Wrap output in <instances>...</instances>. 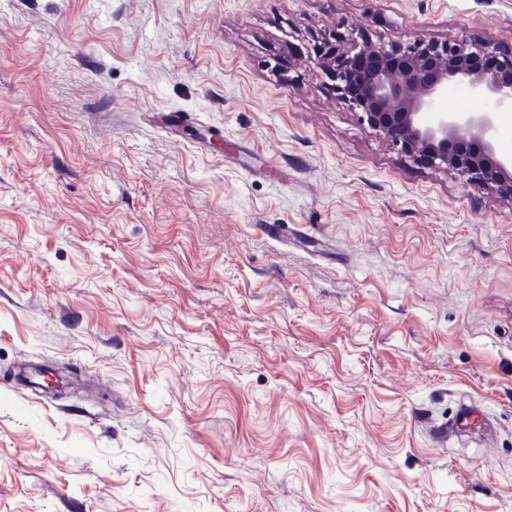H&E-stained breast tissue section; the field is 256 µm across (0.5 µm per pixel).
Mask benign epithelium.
Instances as JSON below:
<instances>
[{
    "label": "benign epithelium",
    "mask_w": 512,
    "mask_h": 512,
    "mask_svg": "<svg viewBox=\"0 0 512 512\" xmlns=\"http://www.w3.org/2000/svg\"><path fill=\"white\" fill-rule=\"evenodd\" d=\"M324 87L415 164L435 167L512 201V158L496 154L494 112L512 110V46L463 37L375 44L328 30L313 40ZM464 84L486 112L440 107Z\"/></svg>",
    "instance_id": "obj_1"
}]
</instances>
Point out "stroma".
Here are the masks:
<instances>
[{
	"label": "stroma",
	"instance_id": "obj_1",
	"mask_svg": "<svg viewBox=\"0 0 512 512\" xmlns=\"http://www.w3.org/2000/svg\"><path fill=\"white\" fill-rule=\"evenodd\" d=\"M336 26L512 0H0V512H512V202L324 89ZM478 418L483 420V416L475 409L464 412L460 415L448 419V423L436 425L434 427V435L440 442H445L449 435L455 432L462 426H469L470 423H475Z\"/></svg>",
	"mask_w": 512,
	"mask_h": 512
}]
</instances>
